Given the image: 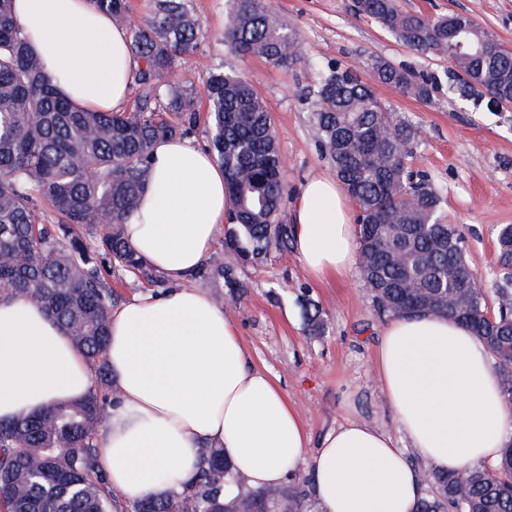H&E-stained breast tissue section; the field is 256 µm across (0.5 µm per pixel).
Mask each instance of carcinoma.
Listing matches in <instances>:
<instances>
[{
    "label": "carcinoma",
    "instance_id": "carcinoma-1",
    "mask_svg": "<svg viewBox=\"0 0 512 512\" xmlns=\"http://www.w3.org/2000/svg\"><path fill=\"white\" fill-rule=\"evenodd\" d=\"M130 37L144 61L135 80L145 88L130 111L94 112L61 94L45 73L17 21L13 0H0V299L28 298L42 306L82 351L97 385L84 399L0 424V509L4 512H304L307 491L296 480L254 490L235 475L239 492L224 501L232 475L224 450L204 443L196 473L180 491L118 504L96 461V424L116 403L104 360L111 304L106 274L125 271L148 282L156 272L128 245L124 224L137 210L159 139L186 137L200 119L192 91L176 69L192 63L200 34L191 0H148L139 23L125 0H92ZM356 13L374 20L406 47L448 59V89L461 97L512 101V49L467 14L427 16L398 0H354ZM224 40L237 55L275 66L306 65L295 31L265 0H234ZM493 45L479 55L481 44ZM369 79L333 64L307 93L320 147L356 201L360 271L381 312L398 317L433 310L484 338L502 387L512 400V293L509 278L488 293L467 260L464 234L448 223L443 199L428 177L412 181L406 158L417 135L376 97L373 86L398 88L428 103L441 85L376 58ZM210 145L224 167L233 229L224 250L259 262L271 247L288 248L292 226L280 221L285 194L282 156L271 113L242 74L217 69L205 79ZM49 202L57 221L45 223L35 200ZM499 265L512 268V225L497 236ZM201 280L220 278L229 297L242 285L234 264L203 263ZM305 330L318 336L320 306L303 304ZM41 458L30 467L33 455ZM431 493L416 512H512V443L499 466L422 475Z\"/></svg>",
    "mask_w": 512,
    "mask_h": 512
}]
</instances>
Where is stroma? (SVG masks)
Listing matches in <instances>:
<instances>
[{
  "instance_id": "35a3bbf8",
  "label": "stroma",
  "mask_w": 512,
  "mask_h": 512,
  "mask_svg": "<svg viewBox=\"0 0 512 512\" xmlns=\"http://www.w3.org/2000/svg\"><path fill=\"white\" fill-rule=\"evenodd\" d=\"M403 9L427 15L466 13L512 47V0H399ZM291 26L308 66L284 69L260 57L242 58L224 40L230 0H192L201 26L192 65L180 70L182 85L194 88L197 110L205 112V79L217 67L243 74L266 101L284 159L288 185L280 210L291 223L295 198L309 179L334 175L310 119L303 94L321 69L331 64L364 67L381 57L416 72L446 74L447 60L426 57L404 47L391 33L357 16L351 0H268ZM378 99L401 119L416 123L421 135L408 165L427 174L444 199V213L461 225L468 259L486 284L500 267L497 230L512 225V109L488 111L484 103L440 87L422 103L397 88L380 85ZM244 286L241 299L225 303L253 366L266 370L297 409L317 449L332 429L358 420L389 433L404 448L416 472L427 464L411 449L387 405L376 377L380 332L388 317L378 309L359 271L345 277L312 280L295 250L271 249L264 260L235 266ZM309 296L321 307L324 335L305 330L299 301Z\"/></svg>"
}]
</instances>
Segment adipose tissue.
Segmentation results:
<instances>
[{
    "mask_svg": "<svg viewBox=\"0 0 512 512\" xmlns=\"http://www.w3.org/2000/svg\"><path fill=\"white\" fill-rule=\"evenodd\" d=\"M30 42L65 96L96 111L127 99L137 62L126 31L91 0H15ZM336 179H310L294 207L293 242L316 279L350 272L358 229ZM231 210L224 169L186 140L155 143L149 182L124 226L132 249L172 290L112 309L104 358L117 402L98 437V464L121 502L179 490L201 444L223 449L252 488L307 467L320 512H415L420 478L385 431L349 421L315 453L294 405L248 351L222 304L189 284ZM376 376L398 425L432 470L496 463L512 442V401L483 340L428 312L383 326ZM92 368L35 303L0 300V422L77 401Z\"/></svg>",
    "mask_w": 512,
    "mask_h": 512,
    "instance_id": "ef3b65f1",
    "label": "adipose tissue"
}]
</instances>
